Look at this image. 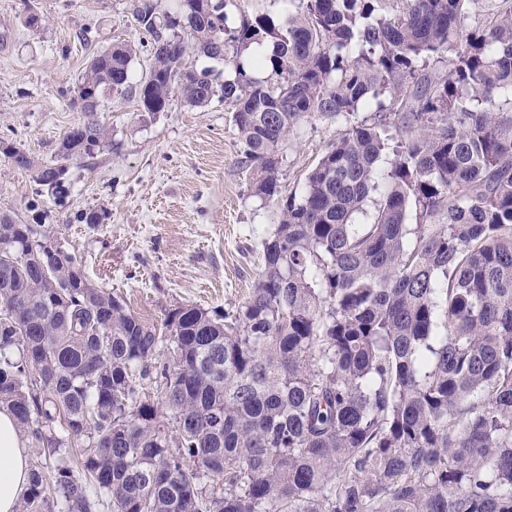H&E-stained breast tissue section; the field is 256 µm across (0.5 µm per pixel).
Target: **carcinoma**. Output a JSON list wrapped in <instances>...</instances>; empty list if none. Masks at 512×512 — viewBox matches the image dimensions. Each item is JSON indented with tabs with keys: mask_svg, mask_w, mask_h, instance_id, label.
Returning <instances> with one entry per match:
<instances>
[{
	"mask_svg": "<svg viewBox=\"0 0 512 512\" xmlns=\"http://www.w3.org/2000/svg\"><path fill=\"white\" fill-rule=\"evenodd\" d=\"M476 2L289 0L285 21L230 27L226 0H137L138 91L113 44L73 90L85 119L58 163L3 148L58 204L68 162L108 142L101 97L217 99L280 206L235 313L180 305L159 326L0 215V408L55 458L61 512L100 502L62 456L80 437L113 512H512V0L477 22ZM313 117L343 129L283 199L280 146ZM44 502L34 467L20 512Z\"/></svg>",
	"mask_w": 512,
	"mask_h": 512,
	"instance_id": "cac0c4a2",
	"label": "carcinoma"
}]
</instances>
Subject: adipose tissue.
<instances>
[{
  "mask_svg": "<svg viewBox=\"0 0 512 512\" xmlns=\"http://www.w3.org/2000/svg\"><path fill=\"white\" fill-rule=\"evenodd\" d=\"M28 450L16 419L0 410V512H17L29 487Z\"/></svg>",
  "mask_w": 512,
  "mask_h": 512,
  "instance_id": "1",
  "label": "adipose tissue"
}]
</instances>
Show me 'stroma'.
<instances>
[{"mask_svg": "<svg viewBox=\"0 0 512 512\" xmlns=\"http://www.w3.org/2000/svg\"><path fill=\"white\" fill-rule=\"evenodd\" d=\"M133 4L0 0V142L57 163L65 132L84 119L71 92L89 59L113 43L134 44L131 81L147 79L153 50L134 26ZM31 12L41 28L26 25ZM98 110L112 141L70 162L63 204L41 196L31 172L0 154V212L80 253L91 283L147 321L180 304L237 310L264 267L263 241L279 209L252 194L230 106L194 107L176 95L153 113L137 97L112 95ZM336 132L315 118L298 124L281 146L283 193L302 187ZM89 211L102 223H81Z\"/></svg>", "mask_w": 512, "mask_h": 512, "instance_id": "35a3bbf8", "label": "stroma"}]
</instances>
